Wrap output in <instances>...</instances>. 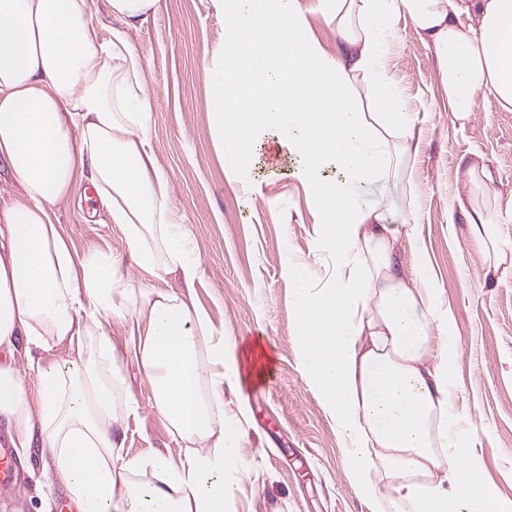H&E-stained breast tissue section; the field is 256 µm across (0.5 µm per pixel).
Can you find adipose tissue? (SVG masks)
I'll return each instance as SVG.
<instances>
[{
    "label": "adipose tissue",
    "instance_id": "obj_1",
    "mask_svg": "<svg viewBox=\"0 0 512 512\" xmlns=\"http://www.w3.org/2000/svg\"><path fill=\"white\" fill-rule=\"evenodd\" d=\"M233 2L212 76L217 136L239 172L281 123L291 128L290 172L319 206L315 259L285 267L293 339L357 495L406 512H497L455 401L453 316L428 262L402 258L421 250L418 208L361 197L400 183L419 149L416 115L384 65L397 18L432 47L463 122L481 95L512 111V0H468L466 28L457 0H322L336 23L332 54L301 0ZM91 3L0 0V164L22 187L0 206V415L13 447L48 450L76 512H229L243 471V431L224 421V383L244 378L238 341L183 295L133 287L111 250H72L53 222L89 185L136 265L189 288L200 277L151 147V91L128 39L159 0H106L117 25L105 40ZM115 319L132 328L121 347L107 330ZM60 345L67 359L33 356ZM129 362L184 440L178 457L120 461L122 423L139 411L124 388Z\"/></svg>",
    "mask_w": 512,
    "mask_h": 512
}]
</instances>
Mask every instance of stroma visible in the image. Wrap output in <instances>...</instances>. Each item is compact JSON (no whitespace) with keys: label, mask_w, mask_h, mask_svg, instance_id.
Wrapping results in <instances>:
<instances>
[{"label":"stroma","mask_w":512,"mask_h":512,"mask_svg":"<svg viewBox=\"0 0 512 512\" xmlns=\"http://www.w3.org/2000/svg\"><path fill=\"white\" fill-rule=\"evenodd\" d=\"M227 22L222 0H160L156 15L128 33L153 92L155 159L170 176L171 203L202 275L189 290L178 277L161 279L132 263L128 274L138 287L190 292L225 335L268 354L262 380L224 388V421L245 431L246 472L237 478L230 512H375L355 493L336 427L305 380L293 341L286 252L313 255L315 202L296 178L279 175L292 163L285 154L263 153L258 167L232 177L216 136L209 67L222 54ZM385 65L417 115L416 235L454 318L457 403L476 437L484 482L500 512H512V112L482 96L468 121L455 120L433 51L408 18L397 23ZM466 159L484 162L493 176L484 203L500 221L494 252L475 240L470 225L448 222L451 198L468 193L457 175ZM54 222L76 251L127 253L98 197L59 207ZM124 377L139 413L123 423V458L177 455L183 443L154 410L150 381L133 365ZM43 456L40 448L20 454L24 484L0 495V512H60L65 491Z\"/></svg>","instance_id":"1"}]
</instances>
